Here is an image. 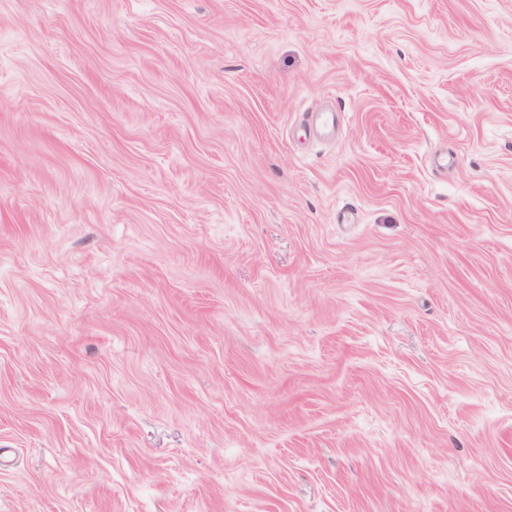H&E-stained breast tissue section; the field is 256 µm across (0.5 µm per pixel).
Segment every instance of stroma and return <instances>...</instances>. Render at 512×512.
<instances>
[{
  "mask_svg": "<svg viewBox=\"0 0 512 512\" xmlns=\"http://www.w3.org/2000/svg\"><path fill=\"white\" fill-rule=\"evenodd\" d=\"M0 512H512V0H0Z\"/></svg>",
  "mask_w": 512,
  "mask_h": 512,
  "instance_id": "stroma-1",
  "label": "stroma"
}]
</instances>
